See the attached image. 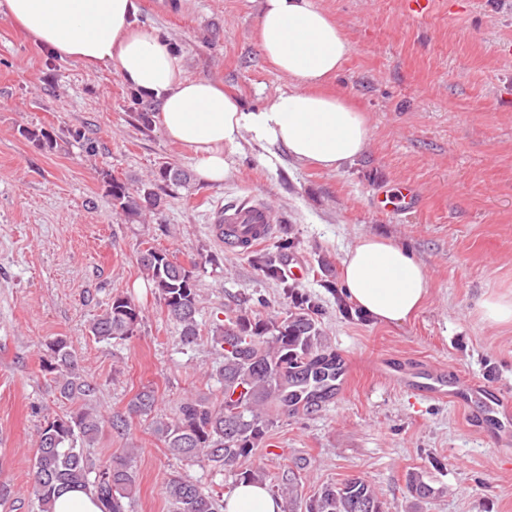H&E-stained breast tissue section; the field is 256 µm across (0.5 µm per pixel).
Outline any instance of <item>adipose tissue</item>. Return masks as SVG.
<instances>
[{
	"label": "adipose tissue",
	"instance_id": "ef3b65f1",
	"mask_svg": "<svg viewBox=\"0 0 512 512\" xmlns=\"http://www.w3.org/2000/svg\"><path fill=\"white\" fill-rule=\"evenodd\" d=\"M137 13L136 0H0V14L55 55L115 65L126 84L156 103L166 138L193 149L205 181L223 182L231 173L226 153L246 142L330 172L366 152L370 129L361 107L326 89L350 42L315 0H260L258 45L290 84L288 94L260 109L221 84L188 77L174 49L154 29L138 25ZM341 282L350 302L387 323L419 310L431 284L426 266L407 247L372 234L348 249ZM224 512H281V503L266 486L243 483L226 498Z\"/></svg>",
	"mask_w": 512,
	"mask_h": 512
}]
</instances>
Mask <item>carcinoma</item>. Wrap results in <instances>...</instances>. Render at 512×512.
Here are the masks:
<instances>
[{
	"label": "carcinoma",
	"mask_w": 512,
	"mask_h": 512,
	"mask_svg": "<svg viewBox=\"0 0 512 512\" xmlns=\"http://www.w3.org/2000/svg\"><path fill=\"white\" fill-rule=\"evenodd\" d=\"M191 180L180 167H166L154 180L135 189L107 179L112 205L130 224H138L161 206L159 190L181 188ZM294 241L280 238L274 252H251L254 266L265 276L280 281L283 294L293 309L283 316L264 318L242 311L224 316L211 314L208 333L222 362L215 377L222 399L209 401L193 396L183 399L171 420H153L154 433L168 450L200 467H219L235 476V482L264 483V474L246 463L263 446L275 416L288 410L297 414L298 391L310 388V399L323 396L329 354L321 347L322 329L317 316L318 302L288 284L284 266ZM143 274L158 291L168 316L179 326L180 340L196 345L203 339L197 316L199 294L194 272L173 260L169 253L148 247L142 251ZM143 320L142 309L127 295L112 298L105 311L90 326L100 341L126 340L134 336ZM49 369L55 372L57 399L69 410L48 421L37 438L33 490L37 512H52L55 496L67 488L91 492L102 512H126L124 500L136 486L134 449L124 448L107 461L98 463L88 448L97 440L103 423L123 435L134 416H150L156 407L155 390L145 388L128 403L127 411L109 418L96 407L98 388L78 367L75 351L63 338L50 343ZM412 497L423 499L431 487L422 476L408 479ZM174 512H224V499L187 477L175 476L166 486ZM384 512L374 487L363 478H352L339 486L326 485L306 502L305 512Z\"/></svg>",
	"instance_id": "obj_1"
}]
</instances>
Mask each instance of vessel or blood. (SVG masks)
Segmentation results:
<instances>
[{
	"mask_svg": "<svg viewBox=\"0 0 512 512\" xmlns=\"http://www.w3.org/2000/svg\"><path fill=\"white\" fill-rule=\"evenodd\" d=\"M378 205L385 210L419 207L422 196L413 184L403 183L391 189H379ZM276 231V219L264 203L245 199L224 209V244L246 254L267 242ZM374 373L399 388L417 391L434 400H449L467 409L474 426L491 422L502 438L512 437V395L497 391L466 376L448 377L443 367L430 362L405 368L384 360L375 362ZM355 374L354 362L337 355L330 380L333 396H341L349 388Z\"/></svg>",
	"mask_w": 512,
	"mask_h": 512,
	"instance_id": "b4317fda",
	"label": "vessel or blood"
}]
</instances>
